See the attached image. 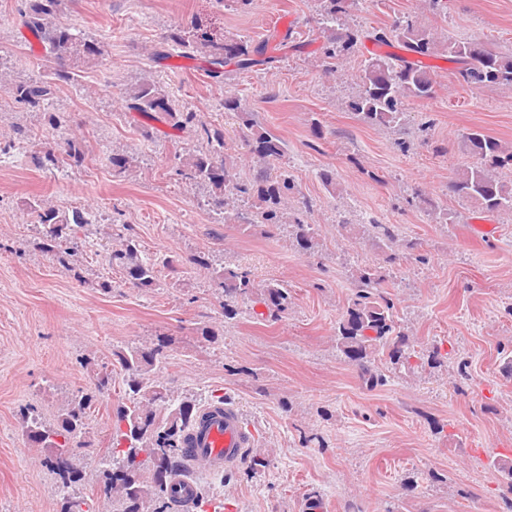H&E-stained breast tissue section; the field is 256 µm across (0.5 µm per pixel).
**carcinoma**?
<instances>
[{"label": "carcinoma", "instance_id": "obj_1", "mask_svg": "<svg viewBox=\"0 0 512 512\" xmlns=\"http://www.w3.org/2000/svg\"><path fill=\"white\" fill-rule=\"evenodd\" d=\"M20 12L21 23L41 46L48 73L42 78L14 82L10 91L14 101L29 112H46V106L61 83L75 85L81 73L98 63L102 45L86 38L58 21L65 0H25ZM323 24L326 36L323 54L325 73L336 72V59L353 51L362 38L376 44L398 48L416 56L376 55L369 58L360 75L359 89L349 109L369 125L389 126L400 119L404 100L430 99L435 93L433 67L423 58L443 54L458 64L456 79L472 87L512 89V53L492 50L481 41H450L437 44L431 33L416 18L406 16L390 27L375 29L366 36L352 29L338 32L336 23L348 7L349 0H323ZM166 40L180 56H201L217 67L249 68L266 56L268 43L254 45L246 40L217 39L206 33L196 40L185 38L174 29ZM127 108L148 118H163L171 128L189 131L201 142L196 150L179 158L177 175L188 183H205L213 192L212 204L226 223L267 224L271 227L290 224L297 246L307 252L317 244L314 224L290 217L288 196L294 189L293 174L286 167L271 168L285 154V143L268 131L255 128L243 112L240 100L224 97V111L238 114L245 131L242 142L257 159L261 168L251 181L241 179L226 156L224 126L207 124L197 113L178 108L175 101L152 80L145 79L128 90ZM472 161L455 174L449 189L473 201L486 212L512 210V182L501 178L499 171L512 169V152H507L494 137L472 131L466 137ZM87 152L81 139H66L58 149L48 148L39 164L48 169L80 166ZM35 222L45 229L48 249H57L60 263L77 268L71 258L80 254L78 232L90 224L87 212L78 207L57 208L45 200L27 203ZM354 236L376 230L391 240L394 233L386 224L375 222L358 227L343 225ZM110 262L134 287L150 290L158 286L157 263L141 256L136 241L117 234ZM213 287L224 293V317L239 314L238 304L251 301L261 304L268 316L278 317L288 309L290 292L280 283L257 282L242 268L211 269ZM382 276L376 267L364 265L357 271V288L348 307L337 322L336 347L344 360L357 366L364 383L373 388L384 384V375L373 368V361L383 355L393 366L402 365L411 349L409 336L397 330L393 302L380 290ZM163 341L152 346H128L112 352L127 373L126 402L116 411V430L112 448L101 457V487L112 501L114 512H174L176 501L155 472L176 474L184 461V436L190 425L192 409L188 404L174 405L168 389L152 383L149 373L161 362ZM92 397L77 395L60 415L57 428L42 430L31 421L27 434L31 442L49 449L45 466L55 475L62 505L60 512H86L84 497L75 493L82 472L69 466L63 458L72 456L74 442L82 434ZM164 408L167 414L160 415Z\"/></svg>", "mask_w": 512, "mask_h": 512}]
</instances>
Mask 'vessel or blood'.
Returning a JSON list of instances; mask_svg holds the SVG:
<instances>
[{
    "instance_id": "obj_1",
    "label": "vessel or blood",
    "mask_w": 512,
    "mask_h": 512,
    "mask_svg": "<svg viewBox=\"0 0 512 512\" xmlns=\"http://www.w3.org/2000/svg\"><path fill=\"white\" fill-rule=\"evenodd\" d=\"M256 435L241 412L232 404L219 401L206 406L190 432L184 451L186 470L178 474L172 493L183 506L193 505L199 491L190 474L203 470L219 474L240 463L254 446Z\"/></svg>"
}]
</instances>
